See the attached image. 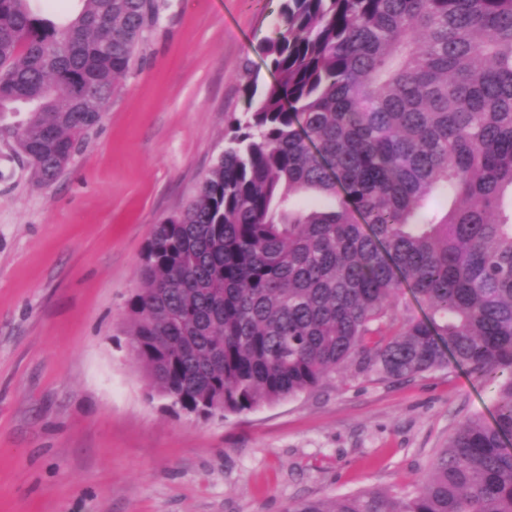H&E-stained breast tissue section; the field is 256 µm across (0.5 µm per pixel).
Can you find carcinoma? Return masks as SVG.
I'll return each instance as SVG.
<instances>
[{"label": "carcinoma", "mask_w": 512, "mask_h": 512, "mask_svg": "<svg viewBox=\"0 0 512 512\" xmlns=\"http://www.w3.org/2000/svg\"><path fill=\"white\" fill-rule=\"evenodd\" d=\"M33 2L0 0V137L48 186L160 3L55 21ZM257 51L274 82L247 81L224 151L137 263L124 320L152 393L208 419L349 369L461 367L495 415L463 420L417 488L289 512H512V0H281Z\"/></svg>", "instance_id": "obj_1"}]
</instances>
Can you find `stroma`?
<instances>
[{
	"label": "stroma",
	"mask_w": 512,
	"mask_h": 512,
	"mask_svg": "<svg viewBox=\"0 0 512 512\" xmlns=\"http://www.w3.org/2000/svg\"><path fill=\"white\" fill-rule=\"evenodd\" d=\"M279 0H163L68 170L38 184L0 141V512H286L419 485L461 421L495 410L453 366L336 374L221 420L151 396L125 303L154 224L180 209L246 108Z\"/></svg>",
	"instance_id": "35a3bbf8"
}]
</instances>
